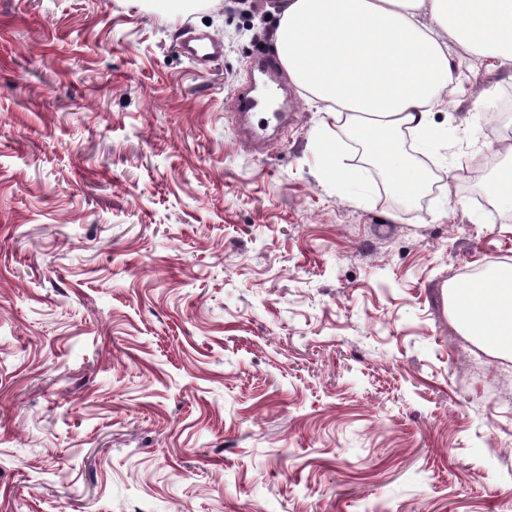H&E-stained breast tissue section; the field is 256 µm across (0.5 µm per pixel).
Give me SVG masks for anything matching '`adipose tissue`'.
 Instances as JSON below:
<instances>
[{"label":"adipose tissue","instance_id":"obj_1","mask_svg":"<svg viewBox=\"0 0 512 512\" xmlns=\"http://www.w3.org/2000/svg\"><path fill=\"white\" fill-rule=\"evenodd\" d=\"M272 34L291 83L318 99L337 130L375 135L390 187L415 201L426 174L398 142H447L431 114L457 93L463 70L493 61L512 68V0H278ZM466 67V68H467ZM457 329L492 355L512 351V267L448 291Z\"/></svg>","mask_w":512,"mask_h":512}]
</instances>
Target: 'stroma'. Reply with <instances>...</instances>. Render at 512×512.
Here are the masks:
<instances>
[{"instance_id": "stroma-1", "label": "stroma", "mask_w": 512, "mask_h": 512, "mask_svg": "<svg viewBox=\"0 0 512 512\" xmlns=\"http://www.w3.org/2000/svg\"><path fill=\"white\" fill-rule=\"evenodd\" d=\"M274 4L0 0V512H512V359L446 299L512 263L466 175L512 70L434 110L454 183L353 199L289 81L239 129Z\"/></svg>"}]
</instances>
